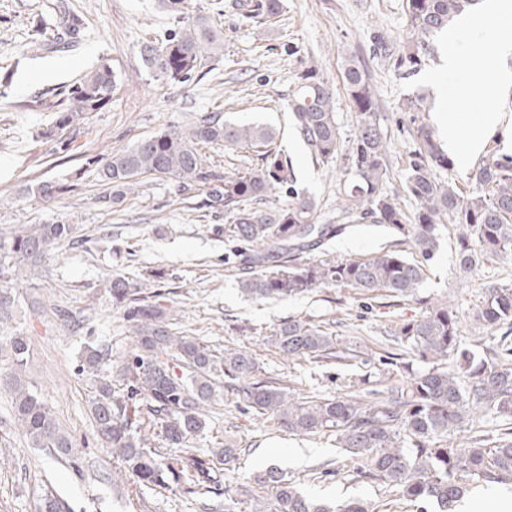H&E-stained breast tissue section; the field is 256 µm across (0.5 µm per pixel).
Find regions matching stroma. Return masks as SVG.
Here are the masks:
<instances>
[{"instance_id":"stroma-1","label":"stroma","mask_w":512,"mask_h":512,"mask_svg":"<svg viewBox=\"0 0 512 512\" xmlns=\"http://www.w3.org/2000/svg\"><path fill=\"white\" fill-rule=\"evenodd\" d=\"M61 1L81 16L85 38L72 48L57 44L52 52L34 49L36 26H44L45 38L55 41L50 24ZM283 2L278 22L268 26L242 19L228 8V0H192L198 13L223 30L224 52L203 60L199 74L188 82L172 84L153 78L139 55L144 43L163 39L174 27L157 0H0V233L25 224L77 227L75 240L59 245L33 272V285L24 289L6 331L28 337L32 354L27 376L84 450L82 466L76 469L30 447L13 420L9 396L0 394V512H35L37 497L49 485L72 512H209L224 501L214 493H189L184 485L139 493L130 484L110 481L120 460L96 434L90 413L93 388L89 377L78 374L77 364L84 345L102 348V369L109 377L131 350L123 314L105 288L115 274L143 282L150 271H165V280L150 289L170 309L177 332L196 337L218 354L247 349L257 360L259 378L308 396L367 398L372 391L407 380L410 371L426 369V362L410 355L401 368L386 364L385 357L392 347L389 328L420 317L428 300L447 299L459 319L460 347L474 360L500 350L501 330L475 334L473 315L484 285L512 287V262L484 261L463 271L454 226L444 228L416 296L367 300L355 289L326 285L288 299L255 301L239 290L246 256L229 236L230 221L223 213L175 195L169 182L153 176L143 177L122 204L101 202L104 188L90 158L184 125L191 113L218 112L229 122L274 127L276 147L288 152L296 166L299 189L314 196L322 212L334 209L346 174L339 162L315 161L294 136L288 110L296 74L310 62L336 89L337 122L346 137L354 130L356 114L349 107L342 72L350 59L368 68L380 123L391 138L388 186L397 191L414 144L413 126L401 110L404 98L422 99L430 124L436 112L448 107L479 112L491 100L512 114V92L497 95L486 85L439 100V60L409 75L393 67L385 52L398 49L406 35L403 0ZM103 59L118 73L111 106L88 115L76 130L45 139L59 91ZM45 179L70 182L74 190L48 203L25 195V186ZM396 245L407 258H415L414 247L398 242L385 228L358 224L307 257L366 260ZM59 308L88 316V324L76 331L64 329L55 315ZM289 317L328 327L342 347L361 351L362 359L346 365L283 358L266 338L276 323ZM206 413L209 429L190 440L193 453L207 454L215 434L226 432L244 449L235 470L221 476V483L244 484L255 472L275 465L311 497L338 503L365 499L378 512L423 510L422 503L406 501L396 489L359 478L329 434H288L272 420L242 411L227 392ZM326 463L332 464V473L313 477V469ZM457 512H512V481L475 487Z\"/></svg>"}]
</instances>
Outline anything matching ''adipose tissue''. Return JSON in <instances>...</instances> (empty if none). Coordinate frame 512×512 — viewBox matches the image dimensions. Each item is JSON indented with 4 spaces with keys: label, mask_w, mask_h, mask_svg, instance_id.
I'll list each match as a JSON object with an SVG mask.
<instances>
[{
    "label": "adipose tissue",
    "mask_w": 512,
    "mask_h": 512,
    "mask_svg": "<svg viewBox=\"0 0 512 512\" xmlns=\"http://www.w3.org/2000/svg\"><path fill=\"white\" fill-rule=\"evenodd\" d=\"M468 55L489 57L495 64L481 71L467 70L463 59ZM508 56H512V0H484L482 15L457 17L441 47L443 65L454 78L453 90L459 95L468 94L477 84L499 92L511 89L512 70L497 65L498 59ZM437 127L449 157L459 168L468 167L492 143L502 153L512 154V118H506L496 106L439 120Z\"/></svg>",
    "instance_id": "adipose-tissue-1"
}]
</instances>
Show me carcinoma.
Masks as SVG:
<instances>
[{
  "mask_svg": "<svg viewBox=\"0 0 512 512\" xmlns=\"http://www.w3.org/2000/svg\"><path fill=\"white\" fill-rule=\"evenodd\" d=\"M480 0H405L407 38L393 58L394 67L410 74L435 54L430 37L448 29L454 17L475 8ZM191 0H161L163 10L180 21L190 12ZM228 7L242 18L262 23L279 16L283 0H231ZM56 27L67 43H76L84 30L81 18L59 6ZM224 52V33L200 15L157 46L141 49L145 67L158 80L185 83L205 56ZM347 97L357 112L356 127L341 148L336 122L335 93L314 65L302 67L289 94L294 134L323 162L341 160L351 176L332 215L336 223H321L315 198L296 188L292 159L273 147L276 130L263 125L236 124L217 112H197L184 126L161 129L133 146L96 161L107 192L106 204L120 203L140 178L169 181L180 196L204 194L203 207L222 211L232 219L236 240L253 248L248 271L239 277L242 294L255 299H280L309 293L325 285L353 288L364 296L384 289L405 298L416 293L424 279V262L439 247L441 229L453 224L459 263L479 259H512V155L490 154L471 174L474 191L468 196L441 180L453 162L432 131L419 121L418 98L403 100L402 110L414 125L415 147L405 168V191L416 208L407 212L387 191L388 136L377 118L378 102L369 72L354 60L343 72ZM117 73L104 60L67 93L55 124L43 132L53 140L93 112L112 104ZM214 144L253 150L261 164L231 175L208 162L201 145ZM288 188L284 197L261 205L270 194ZM71 191L61 180H43L23 192L49 202ZM255 206L249 207L247 203ZM352 224H383L409 240L422 260L407 259L397 249H385L367 260L331 259L301 263L300 252L315 250ZM74 224H30L0 235V323L9 318L24 270L42 265L56 245L74 238ZM112 303L123 310L134 346L125 357L121 377L127 394L116 395L112 380L100 376L105 353L88 346L79 359V374L94 378L91 413L97 436L119 456V475L144 488L165 487L188 480L194 489L211 488L214 473L229 471L242 449L224 436L202 459L186 447L188 440L208 429L206 407L223 389L231 391L247 412L273 420L297 435L328 432L353 462L360 478L376 479L396 488L411 502H428L436 512H455L476 479L503 483L512 479V436L492 445L476 439L467 448L448 445L452 432L462 428L466 409H490L512 416V346L503 341L498 358L472 363L459 352V322L448 301L427 304L420 318L390 331L394 344L433 366L370 399L301 396L257 377L258 363L243 349L230 348L217 356L193 336L173 332L169 312L146 292L143 284L114 275L106 285ZM475 329L496 326L512 329V288L488 285L475 316ZM291 360H357L359 352L337 349V338L323 327L290 317L273 327L267 338ZM0 354L11 372H0V392L10 394L14 420L31 445L48 458L81 460V450L61 428L54 413L25 377L30 344L21 333L0 338ZM161 428L168 455L150 447L145 425ZM268 489L263 512H375L368 502L349 500L332 506L304 496L296 481L268 467L253 476V485L224 488V512L254 494L252 486Z\"/></svg>",
  "mask_w": 512,
  "mask_h": 512,
  "instance_id": "obj_1",
  "label": "carcinoma"
}]
</instances>
